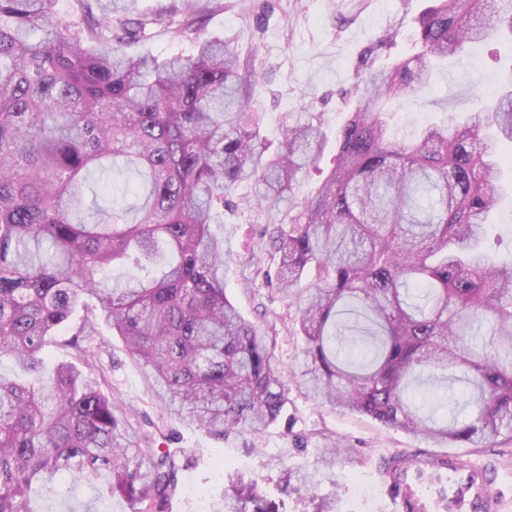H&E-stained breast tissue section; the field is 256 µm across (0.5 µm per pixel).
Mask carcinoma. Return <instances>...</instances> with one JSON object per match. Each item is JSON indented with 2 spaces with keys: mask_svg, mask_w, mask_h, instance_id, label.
Wrapping results in <instances>:
<instances>
[{
  "mask_svg": "<svg viewBox=\"0 0 512 512\" xmlns=\"http://www.w3.org/2000/svg\"><path fill=\"white\" fill-rule=\"evenodd\" d=\"M0 0V512H33L31 495L63 478L98 484L130 512H166L182 448L134 437L102 390L88 339L106 328L146 370L179 419L218 436L264 431L290 390L271 338L224 292V207L272 212L279 271L266 282L295 295L304 347L293 377L320 403L370 417L435 447L490 448L512 433V262L486 250L512 145V64L479 109L427 124L413 140L388 133L387 112L428 89L437 66L507 36L512 0H433L417 19L418 50L359 75L336 131V165L292 201L298 174L322 151L324 118L290 113L280 147L263 146L239 55L221 39L160 59L125 45L148 23L180 35L200 22L182 0L147 22L137 0ZM125 158L145 186L114 187L95 222L73 215L79 181ZM144 194L138 217L127 198ZM58 345L69 357L52 361ZM428 367L464 368L465 415L410 398ZM283 490L335 499L308 473L283 469ZM212 512H288L258 481L232 476Z\"/></svg>",
  "mask_w": 512,
  "mask_h": 512,
  "instance_id": "carcinoma-1",
  "label": "carcinoma"
}]
</instances>
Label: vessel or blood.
I'll list each match as a JSON object with an SVG mask.
<instances>
[{
	"label": "vessel or blood",
	"mask_w": 512,
	"mask_h": 512,
	"mask_svg": "<svg viewBox=\"0 0 512 512\" xmlns=\"http://www.w3.org/2000/svg\"><path fill=\"white\" fill-rule=\"evenodd\" d=\"M386 475L405 494L387 498L384 512H504L512 502L495 466L466 463L451 452L394 453Z\"/></svg>",
	"instance_id": "1"
}]
</instances>
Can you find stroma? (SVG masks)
<instances>
[{
  "mask_svg": "<svg viewBox=\"0 0 512 512\" xmlns=\"http://www.w3.org/2000/svg\"><path fill=\"white\" fill-rule=\"evenodd\" d=\"M431 0H219L202 20L199 37L223 38L241 59L249 61L263 82L252 109L257 112L266 145L277 147L289 113L309 105L325 118L326 146L317 161L299 177L294 196L313 195L336 158V131L347 119L350 90L364 64L386 68L413 52L418 16ZM190 40L173 37L161 26L148 28L129 53L166 57L190 53ZM512 63V47L489 42L462 57H452L431 89L405 102L395 120L401 134H411L423 121L446 118L448 110H468L490 94L500 70ZM267 217L239 208L224 213V248L232 260L224 285L242 315L276 332L274 357L290 371L300 355L293 334L292 300L274 287L252 285L255 267L274 268L262 239ZM93 364L105 379L103 389L126 409L128 424L139 434L176 437L191 463L184 470L167 512H194L193 493L202 489L219 497L235 472L255 477L273 498H287L290 512H304L297 493L282 495L283 465L311 474L318 494H335L336 512H371L380 495L379 466L391 452L424 447V440L386 427L370 417L342 413L291 387L284 416L263 433L218 438L171 416L158 403L144 369L111 333L92 337ZM337 446L344 453L328 465L324 451ZM34 512H129L121 500L101 499L89 487L54 496L38 492Z\"/></svg>",
  "mask_w": 512,
  "mask_h": 512,
  "instance_id": "obj_1",
  "label": "stroma"
}]
</instances>
